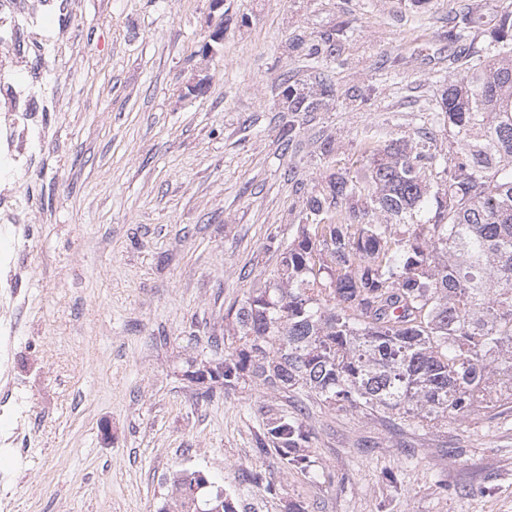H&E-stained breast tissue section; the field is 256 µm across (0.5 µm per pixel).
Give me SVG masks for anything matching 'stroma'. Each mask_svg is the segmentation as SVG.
<instances>
[{"label":"stroma","instance_id":"obj_1","mask_svg":"<svg viewBox=\"0 0 512 512\" xmlns=\"http://www.w3.org/2000/svg\"><path fill=\"white\" fill-rule=\"evenodd\" d=\"M27 53L0 84L35 95L0 190V497L10 512H157L169 479L235 488L272 473L308 512H512V413L397 429L311 406L315 481L260 455L262 407L301 392L225 391L185 372L239 342L225 317L271 278L307 196L358 176L368 145L459 149L441 95L512 0H23ZM335 34L334 54L308 46ZM209 84L185 96L198 64ZM334 97L280 111L279 84ZM293 124L284 133L285 124ZM332 153H325V145ZM22 262L21 279L7 272Z\"/></svg>","mask_w":512,"mask_h":512}]
</instances>
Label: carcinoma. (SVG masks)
Listing matches in <instances>:
<instances>
[{
  "mask_svg": "<svg viewBox=\"0 0 512 512\" xmlns=\"http://www.w3.org/2000/svg\"><path fill=\"white\" fill-rule=\"evenodd\" d=\"M335 44L328 34L308 55H331ZM465 70L440 105L459 151L375 145L363 180L333 176L306 199L328 223L299 225L277 276L228 309L242 348L219 358L225 390H298L328 409L422 429L512 410L511 10L493 48ZM433 167L445 180L431 194L423 175ZM364 192L370 201L355 203ZM260 411L259 452L317 477L308 416ZM242 481L276 494L261 470ZM171 486L175 510L158 512H259L201 470L175 474Z\"/></svg>",
  "mask_w": 512,
  "mask_h": 512,
  "instance_id": "obj_1",
  "label": "carcinoma"
}]
</instances>
